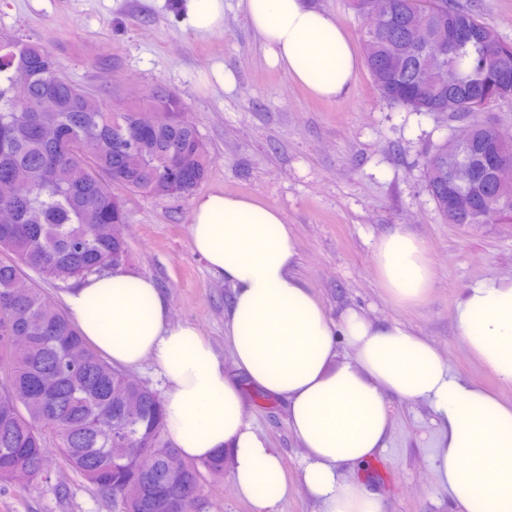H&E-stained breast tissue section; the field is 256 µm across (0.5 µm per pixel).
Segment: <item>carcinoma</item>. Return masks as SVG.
Returning a JSON list of instances; mask_svg holds the SVG:
<instances>
[{
  "instance_id": "carcinoma-1",
  "label": "carcinoma",
  "mask_w": 512,
  "mask_h": 512,
  "mask_svg": "<svg viewBox=\"0 0 512 512\" xmlns=\"http://www.w3.org/2000/svg\"><path fill=\"white\" fill-rule=\"evenodd\" d=\"M385 21L363 29L366 67L379 95L408 112H450L473 126V141L491 138L476 115L512 100V83L497 71L512 69V42L457 0H383ZM448 32V85L424 77L427 44ZM21 80L26 108L10 88ZM162 106L153 134L131 142L139 112ZM180 98L163 86L142 102L112 108L62 77L36 41L0 40V183L27 186L0 195L13 221L0 224V367L17 409L0 408V481L24 488L49 479L48 445L64 464L112 500L114 512H202L205 474H224V453L202 463L183 458L165 439L161 397L131 380L81 334L68 312L51 303L36 279L13 283L31 270L50 281H80L127 255L126 213L119 192L182 197L206 180L210 156L194 127L179 122ZM426 188L450 224L448 195L476 192L451 182L448 144L426 162ZM512 216V189L486 203ZM29 336L24 353L12 336Z\"/></svg>"
}]
</instances>
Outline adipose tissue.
<instances>
[{"label":"adipose tissue","instance_id":"1","mask_svg":"<svg viewBox=\"0 0 512 512\" xmlns=\"http://www.w3.org/2000/svg\"><path fill=\"white\" fill-rule=\"evenodd\" d=\"M268 66L312 95L334 99L357 58L335 18L310 0H238ZM194 253L230 284L223 359L198 327L170 320L156 281L117 268L64 297L83 336L127 369L153 360L164 378L166 428L185 458L224 451L239 498L254 512H281L288 475L278 449L253 424L246 391L282 403L303 454L298 485L317 512H384V496L353 479L387 446L391 402L427 405L438 430L433 467L450 512H512V401L454 373L438 348L399 322L353 308L330 318L295 276V238L281 211L213 191L192 204ZM390 301L424 303L434 272L423 242L395 228L375 244ZM458 336L504 386H512V277L482 279L455 302Z\"/></svg>","mask_w":512,"mask_h":512}]
</instances>
